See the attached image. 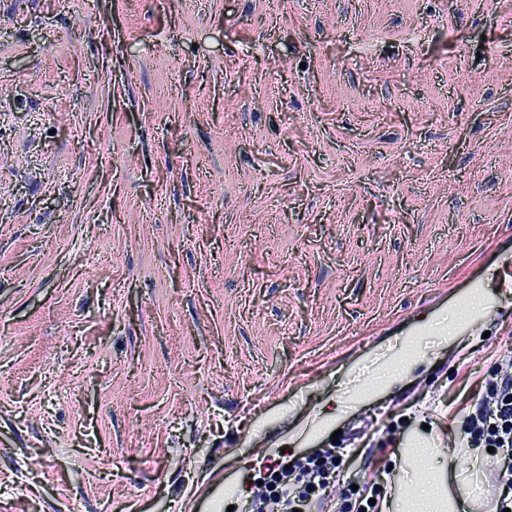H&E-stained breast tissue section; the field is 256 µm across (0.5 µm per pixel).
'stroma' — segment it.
Wrapping results in <instances>:
<instances>
[{"label": "stroma", "mask_w": 512, "mask_h": 512, "mask_svg": "<svg viewBox=\"0 0 512 512\" xmlns=\"http://www.w3.org/2000/svg\"><path fill=\"white\" fill-rule=\"evenodd\" d=\"M507 248L512 0H0V512H249L332 446L494 512L512 288L434 318ZM501 361L493 374L483 380L477 402L461 424L467 448H477L474 458H482V448L488 446L506 448L507 454L496 471L500 487L496 512L505 508L512 511V358Z\"/></svg>", "instance_id": "obj_1"}]
</instances>
